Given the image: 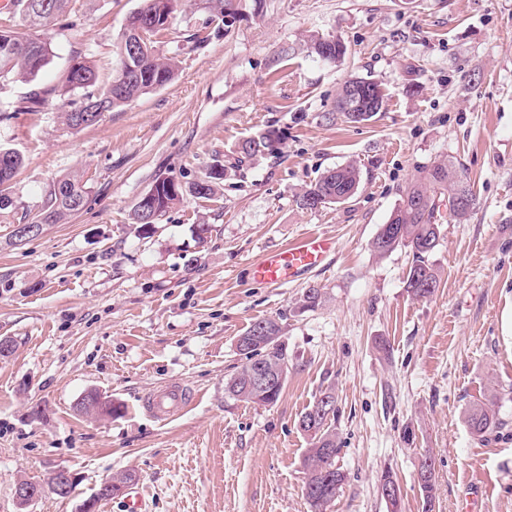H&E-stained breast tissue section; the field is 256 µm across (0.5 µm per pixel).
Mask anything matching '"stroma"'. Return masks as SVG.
<instances>
[{
  "mask_svg": "<svg viewBox=\"0 0 512 512\" xmlns=\"http://www.w3.org/2000/svg\"><path fill=\"white\" fill-rule=\"evenodd\" d=\"M142 0H69L70 28L52 26L48 64L33 81L0 83V147L23 164L0 211V512H77L98 484L133 474L96 512H310L309 440L301 414L332 388L344 484L328 512H423L417 471L435 464L433 512H512V0H234L235 22L188 0L161 37L172 82L72 129L25 105L62 85L73 57L107 81L128 16ZM201 41H189L192 33ZM340 39L326 62L309 40ZM381 84L386 102L362 123L336 109L344 82ZM276 131L274 154L237 164L246 139ZM460 164L477 204L441 226L432 297L406 287L412 257L371 242L403 190L442 160ZM356 162L346 203L300 208L326 170ZM214 195L184 194L150 229L131 219L162 173L183 186L214 163ZM79 174L84 207L11 245L50 185ZM211 234L197 246L192 228ZM336 250L299 280L271 288L252 267L304 233ZM322 304L302 309L309 288ZM282 326L288 379L277 402L247 404L225 382L245 362L239 336L256 320ZM188 387L196 402L160 423L147 390ZM96 390L118 415L78 413ZM498 393L500 432L478 440L470 403ZM72 472V494L19 507L14 486ZM391 472L398 507L382 497Z\"/></svg>",
  "mask_w": 512,
  "mask_h": 512,
  "instance_id": "obj_1",
  "label": "stroma"
}]
</instances>
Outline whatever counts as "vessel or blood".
<instances>
[{"mask_svg": "<svg viewBox=\"0 0 512 512\" xmlns=\"http://www.w3.org/2000/svg\"><path fill=\"white\" fill-rule=\"evenodd\" d=\"M336 248L335 242L310 235L291 247L267 254L253 268V278L265 285L296 280L321 264ZM192 401L190 392L180 386L156 387L143 396V404L156 420L165 422L183 413Z\"/></svg>", "mask_w": 512, "mask_h": 512, "instance_id": "b4317fda", "label": "vessel or blood"}]
</instances>
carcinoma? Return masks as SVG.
<instances>
[{"instance_id": "1", "label": "carcinoma", "mask_w": 512, "mask_h": 512, "mask_svg": "<svg viewBox=\"0 0 512 512\" xmlns=\"http://www.w3.org/2000/svg\"><path fill=\"white\" fill-rule=\"evenodd\" d=\"M68 0H14L9 11L17 21L16 28L0 29V81L12 76L23 79L34 78L47 64L49 42L41 36L53 22L66 16ZM178 0H143L137 10L143 22L153 27V36L158 37L168 30ZM311 53L328 61L343 56L346 47L335 40V47L326 48L325 39L310 41ZM125 49L118 50V61L112 78L105 84H98V75L92 62L82 59L69 66L63 75L67 92L82 91L77 98H49V93H33L31 101L49 105L58 112L67 127H72L73 112H110L141 96L170 83L177 69L173 57H162L157 53L156 41L149 42L139 55L131 60L136 68L133 76H124ZM364 87L365 100L360 107L339 112L350 123L370 120L385 104V94L375 81L354 77L344 82L339 98L348 94L350 87ZM278 142L275 132L269 131L258 137L245 140L239 148L237 162L271 153ZM22 165V157L14 155L10 166L0 167V211L12 205L11 184ZM362 171L353 164L338 166L324 173L318 180L304 189L297 197L299 206L310 195L321 197V206L342 204L352 198L361 183ZM224 180V172H210L206 179L191 184L192 192L199 198L214 194V188ZM162 188L163 199L159 201L162 210H167L183 198L182 183L173 175L160 174L152 188ZM85 188L74 177L56 181L47 192L46 203L33 221L57 224L81 210L85 203ZM448 201V217L460 222L468 218L476 205V198L458 167L452 161H444L424 170V174L402 192L401 202L391 213L387 223L381 225L372 241L373 251L385 256L397 249H406L412 254V263L407 273L408 292L416 299L430 297L437 286L438 275L430 262V256L439 245L441 234L440 206ZM243 338L254 339L258 345L245 354L246 360L254 357L265 358L274 363H288V355L282 341V327L274 319L253 322L244 332ZM250 364L242 366L225 384L224 391L231 398L245 403L270 405L278 400L284 385L280 384L265 391L250 385L247 375ZM497 395L492 394L483 401L475 402L466 410V423L471 434L483 439L502 428L503 422L497 416L494 406ZM337 412L336 399L331 389L321 392V397L300 417L301 430L311 438L304 465L306 481L304 496L311 512H326L335 500L343 482L344 474L336 468L338 445L332 419ZM435 470L431 469L419 483L425 512H432L435 498Z\"/></svg>"}]
</instances>
